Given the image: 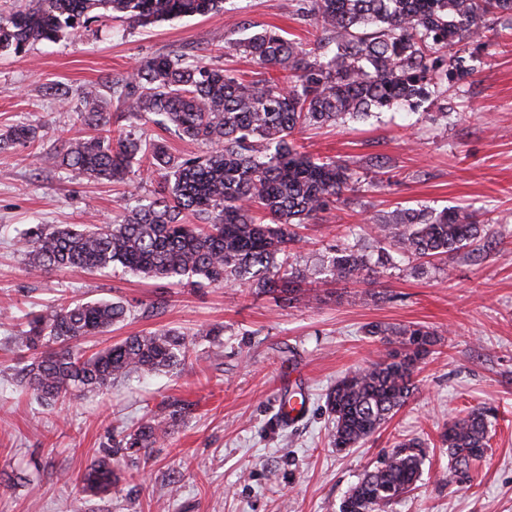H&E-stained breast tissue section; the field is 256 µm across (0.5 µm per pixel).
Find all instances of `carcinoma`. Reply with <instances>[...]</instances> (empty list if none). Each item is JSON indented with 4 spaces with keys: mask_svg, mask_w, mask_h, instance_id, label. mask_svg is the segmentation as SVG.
<instances>
[{
    "mask_svg": "<svg viewBox=\"0 0 512 512\" xmlns=\"http://www.w3.org/2000/svg\"><path fill=\"white\" fill-rule=\"evenodd\" d=\"M322 32L305 49L277 31L265 30L235 44L259 65L246 79L201 60L159 56L115 82L117 118L152 123L209 146L203 155L178 159L162 141L131 131L112 135V113L97 97H84L88 133L48 153L42 161L97 180L122 182L133 165L158 173L163 188L149 203L126 211L116 224H34L18 246L34 274L121 267L136 275L201 287L249 282L258 292L288 303L306 297L303 274L277 262L299 238L290 231L315 219L330 203L354 190L356 172L344 161L313 160L299 152L294 133L305 126L360 118L395 104L417 107L446 78L471 76L465 53L493 29L495 16L512 12V0H302ZM221 0H28L0 13V51L18 53L34 42H54L119 14L142 25L206 16ZM334 46L332 55L320 50ZM34 127L14 125L0 133V148L35 144ZM192 216L195 224L186 223ZM379 237L408 258H446L486 230L468 209L439 213L406 209L375 225ZM334 279L365 280L366 255L349 247L328 257ZM130 313L122 302L72 301L27 314L19 347L29 353L15 367V382L46 404L87 392L107 391L134 374L177 373L199 341L224 343V330L189 336L158 329L128 336L88 352L80 342L106 334ZM370 336L394 337L410 354L349 373L326 393L333 446L354 448L374 434L416 389L419 363L439 333L417 325L372 324ZM186 412L165 403L132 428L121 429L112 447L84 470L78 494L60 512H84L90 496L112 492L115 464L136 467L164 441ZM492 409L473 407L442 434L448 448V485L463 483L472 463L489 447ZM426 450L417 439L397 442L367 471L339 505V512H387L420 480Z\"/></svg>",
    "mask_w": 512,
    "mask_h": 512,
    "instance_id": "carcinoma-1",
    "label": "carcinoma"
}]
</instances>
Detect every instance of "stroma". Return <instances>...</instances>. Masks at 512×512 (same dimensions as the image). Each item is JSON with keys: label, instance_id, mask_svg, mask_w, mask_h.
<instances>
[{"label": "stroma", "instance_id": "35a3bbf8", "mask_svg": "<svg viewBox=\"0 0 512 512\" xmlns=\"http://www.w3.org/2000/svg\"><path fill=\"white\" fill-rule=\"evenodd\" d=\"M271 27L305 45L320 35L301 0H224L207 17L96 23L19 54L0 51V132L17 124L39 131L33 147L0 150V512H59L113 430L167 399L189 403V412L142 459L141 478L88 499L86 512H338L361 475L410 438L425 444L423 476L389 512H512V26L468 54L472 79L436 85L419 108L396 105L296 134L307 155L348 161L359 178L348 202L302 225L301 242L285 253L307 271L306 287L322 289L320 299L291 304L246 285L171 286L118 267L34 276L15 245L34 224L111 223L161 183L136 168L125 186L42 164L85 134L86 91L115 111L113 80L162 55L254 76L257 65L233 44ZM457 206L485 222L480 241L423 270L398 255L365 282L325 277L333 248L376 254L377 218ZM79 299L131 309L109 334L87 337L88 349L210 325L223 326L224 343L200 342L179 373L136 375L48 407L13 381L17 338L28 312ZM375 323L424 325L442 341L423 361L411 400L363 444L339 451L324 396L391 351L368 335ZM298 389L309 395L303 416L282 424L277 399ZM478 404L497 411L491 448L466 483L448 485L441 434Z\"/></svg>", "mask_w": 512, "mask_h": 512}]
</instances>
